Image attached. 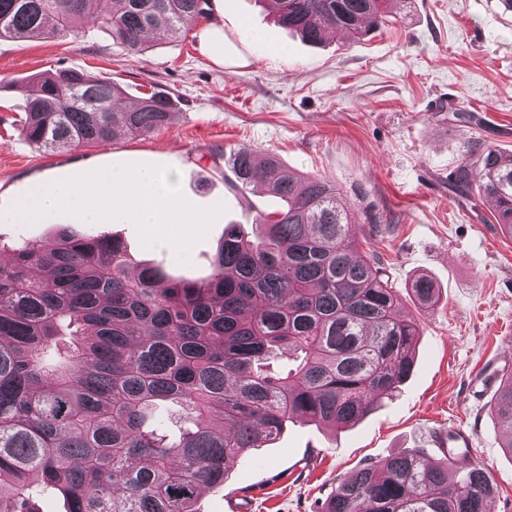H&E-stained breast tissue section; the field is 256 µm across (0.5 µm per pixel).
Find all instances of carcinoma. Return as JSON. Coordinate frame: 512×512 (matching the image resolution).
<instances>
[{
  "mask_svg": "<svg viewBox=\"0 0 512 512\" xmlns=\"http://www.w3.org/2000/svg\"><path fill=\"white\" fill-rule=\"evenodd\" d=\"M0 0V39L109 32L134 54L147 33L186 36L211 0ZM282 25L309 43L343 30L362 37L383 22L389 0H270ZM21 135L44 152L137 138L167 123L173 102L153 92L133 106L110 80L78 70L21 86ZM242 147L225 162L242 187L268 191L282 209L261 214L250 240L224 228L205 279L165 280L131 262L106 233L19 241L0 261V512H31L53 491L64 512H196L206 488L237 459L276 441L300 417L346 428L393 397L415 364L422 331L399 313L384 267L357 255L355 211L336 184L288 171ZM494 206L512 237V154L494 147L453 174ZM424 309L438 288L417 277ZM299 363L266 369L275 351ZM174 402L193 427L168 438L154 416ZM492 411L512 455V373ZM448 448L430 460L400 454L343 479L321 512H494L496 487Z\"/></svg>",
  "mask_w": 512,
  "mask_h": 512,
  "instance_id": "obj_1",
  "label": "carcinoma"
}]
</instances>
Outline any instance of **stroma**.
<instances>
[{"label":"stroma","mask_w":512,"mask_h":512,"mask_svg":"<svg viewBox=\"0 0 512 512\" xmlns=\"http://www.w3.org/2000/svg\"><path fill=\"white\" fill-rule=\"evenodd\" d=\"M224 59L202 48L212 26ZM135 55L99 31L75 38L0 40V212L36 181L107 167L169 169L196 207L224 204L187 262L144 246L136 225L0 222V244L47 241L66 232L119 236L132 258L181 279L207 277L224 227L251 228L280 208L273 194L237 190L224 156L239 147L276 156L290 171L336 182L354 207L363 253L385 264L403 315L421 319L414 370L396 396L348 429L287 423L270 447L254 448L207 490L197 512H314L338 482L402 453L436 460L462 432L485 457L496 512H512V457L490 411L479 370L512 372V238L489 220L492 206L462 207L448 179L478 147L512 154V6L506 0H394L380 29L359 39L332 33L319 45L278 24L260 0H224L223 15L193 22L187 37H152ZM81 70L111 79L133 103L161 91L168 124L137 139L46 154L20 134L21 84L42 73ZM425 274L439 289L423 313L409 291Z\"/></svg>","instance_id":"obj_1"}]
</instances>
